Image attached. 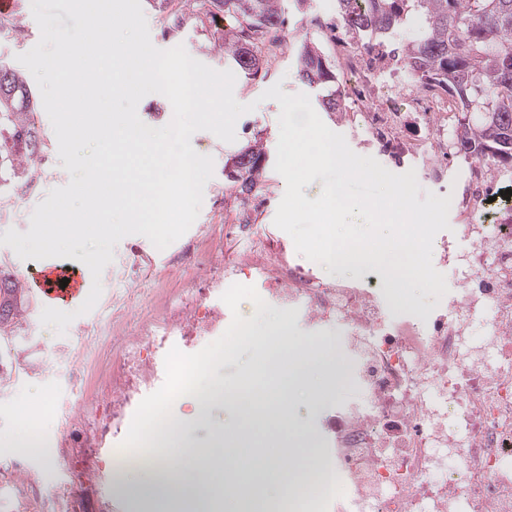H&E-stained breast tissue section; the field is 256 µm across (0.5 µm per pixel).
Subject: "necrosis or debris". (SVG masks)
<instances>
[{"instance_id":"obj_1","label":"necrosis or debris","mask_w":512,"mask_h":512,"mask_svg":"<svg viewBox=\"0 0 512 512\" xmlns=\"http://www.w3.org/2000/svg\"><path fill=\"white\" fill-rule=\"evenodd\" d=\"M335 45L354 115L373 138L413 160L445 159L458 120L454 98L420 86L397 59L357 35ZM497 173L472 163L462 193L451 199L467 217L463 232L472 246L449 249L460 286L446 309L425 318L389 317L374 278L332 281L303 267L280 238L258 232L249 209L235 228L242 250H225L214 238L185 246L173 263L196 277L133 333H120L130 296H113L100 327L118 334V363L104 368L95 342H81L74 353L80 375L58 406L72 419L74 397L94 379L99 407L74 477L91 483L106 475V447L127 465H149L139 438L152 426L148 399L172 383L171 352L211 355L212 340L246 317L231 301L245 278L257 305L310 328L340 320L348 332L365 398L334 406L322 419L339 491L320 494L321 512H512V210H488Z\"/></svg>"}]
</instances>
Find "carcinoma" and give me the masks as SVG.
<instances>
[{
  "mask_svg": "<svg viewBox=\"0 0 512 512\" xmlns=\"http://www.w3.org/2000/svg\"><path fill=\"white\" fill-rule=\"evenodd\" d=\"M236 21L227 58L246 78L257 76L262 57L256 40L283 24L279 0H203ZM336 17L368 40L382 44L417 19L409 42L396 49L407 69L428 85L458 97L463 121L457 153L512 168V0H336ZM296 74L323 88L336 84V72L313 43L297 49ZM326 112H342L344 96L334 89L318 99ZM37 100L22 72L0 59V182L7 191L24 188L20 170L35 168L45 143L35 126ZM266 152L246 146L224 166V176L248 193L257 184ZM32 304L29 289L0 271V338L17 335L19 319Z\"/></svg>",
  "mask_w": 512,
  "mask_h": 512,
  "instance_id": "obj_1",
  "label": "carcinoma"
}]
</instances>
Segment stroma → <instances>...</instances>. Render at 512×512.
Wrapping results in <instances>:
<instances>
[{
  "label": "stroma",
  "mask_w": 512,
  "mask_h": 512,
  "mask_svg": "<svg viewBox=\"0 0 512 512\" xmlns=\"http://www.w3.org/2000/svg\"><path fill=\"white\" fill-rule=\"evenodd\" d=\"M20 20L25 29L23 38H14L11 33L0 30V59L15 62L17 55L31 50L40 39V29L35 21L31 0H18ZM281 13L286 23L284 39L275 57L265 59L256 78L237 76L234 97L242 104H253L252 112L242 115L236 122L234 142L226 143L208 131L196 132L191 143L200 154L213 159V175L203 190V201L199 215L189 229L190 234L201 233L207 226L224 227L231 223L234 213L242 201L236 186L224 177V164L230 154L242 147L262 141L267 159L254 194L258 221L266 229H274V217L284 195L286 184L275 170L276 150L279 139L280 106L273 100H262V93L273 85H280L288 93H304L317 99L319 88L300 81L296 75L295 53L302 41L317 43L327 59H334L332 46L324 34L315 26L316 17H335L336 0H308L305 7H298L295 0H280ZM150 39L159 49L167 50L184 46L194 59L219 70H227L224 61V40L228 38L230 18L221 12L205 13L197 0H172L165 11L145 9ZM38 126L47 147L50 170L36 194L19 201V220L15 227L27 232L35 207L45 201L52 189L65 186L70 175L64 161L58 156V141L52 123L45 110H38ZM322 121L332 131L342 134L355 153L375 158L390 172L401 174L414 171L422 191H431L440 196L461 191L466 164L457 160L447 167L443 179H436L425 166H412L410 161H399L394 154L384 150L370 134L347 113H322ZM171 249H157L143 235L124 237L113 248V261L102 273L103 294L122 289L123 284L115 277L117 266L129 260H139L143 266L142 287L163 289L165 296H172L178 286L179 271L169 261ZM33 304L22 321L18 336L0 343L5 350L0 360V376L14 379L11 391L0 392V435L10 436L26 431L33 401L43 403L41 423L36 432L45 445L25 455L9 448L0 447V512H133L125 495L115 482H106L95 491L85 492L83 485H64L73 461L83 450L77 441H65L56 404L67 394V384L56 375L52 364L60 350L74 344L83 327L94 325L100 311L92 309L78 314L65 334H56L54 326H42L40 316L46 302L39 290H32ZM214 352L206 361H198L193 354L173 352L172 363L183 364L194 369L202 377L224 387V402L216 406L210 418L204 422L194 421V403L191 389L175 383L162 393L155 402L166 420L176 419L190 422V439L197 451H205L214 439L215 432L236 431L240 423L236 414L238 383L251 366L254 353L248 342L237 338L216 337L212 342ZM361 393L354 379H347L337 394L323 399L312 395H301L288 404L287 428L303 432L316 454H324L325 445L319 434V422L326 408L338 401L360 399Z\"/></svg>",
  "instance_id": "35a3bbf8"
}]
</instances>
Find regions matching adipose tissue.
<instances>
[{"label": "adipose tissue", "instance_id": "1", "mask_svg": "<svg viewBox=\"0 0 512 512\" xmlns=\"http://www.w3.org/2000/svg\"><path fill=\"white\" fill-rule=\"evenodd\" d=\"M249 339L255 349L254 364L243 380L239 416L257 437H265L268 421L285 422V406L291 398L308 390L320 397L339 390L342 371L330 347L289 337L282 321L268 323ZM185 434V426L170 422L164 441L155 450V466L144 477L145 494L157 497L161 512H181L187 503L196 512H207L213 488L227 478L243 486L272 484L298 495L313 489L327 471L317 455L295 457L286 467L270 466L265 457L247 454L239 439L227 436L187 468L179 454Z\"/></svg>", "mask_w": 512, "mask_h": 512}]
</instances>
